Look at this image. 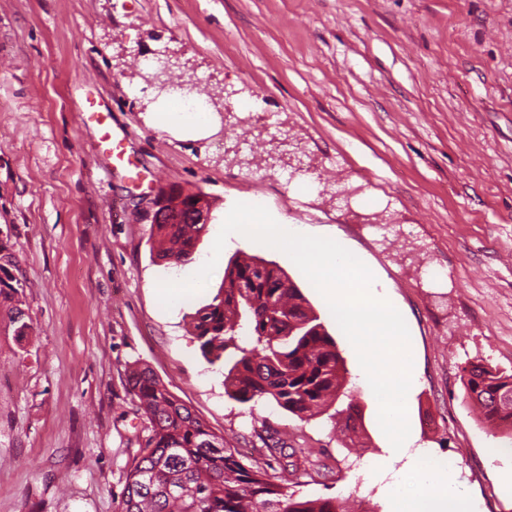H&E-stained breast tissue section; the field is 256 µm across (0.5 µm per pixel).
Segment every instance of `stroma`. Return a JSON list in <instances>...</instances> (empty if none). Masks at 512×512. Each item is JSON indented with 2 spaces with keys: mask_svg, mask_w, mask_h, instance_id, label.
<instances>
[{
  "mask_svg": "<svg viewBox=\"0 0 512 512\" xmlns=\"http://www.w3.org/2000/svg\"><path fill=\"white\" fill-rule=\"evenodd\" d=\"M176 54L173 83L222 90L213 134L178 140L149 119L142 79ZM110 109L143 182L95 149L86 99ZM203 192L190 260L156 262L159 189ZM253 198L279 222L340 240L387 288L411 337L410 431L457 468L475 512H512L496 474L512 440L467 402L462 369L512 371V0H0V227L17 243L35 332L0 313V512H117L147 434L129 392L150 367L246 460L313 455L288 487L387 512L367 462L389 446L378 403L316 288L284 253L228 238L206 285L172 310L155 287L210 258L221 216ZM281 267L336 341L359 406L358 443L224 394L190 335L236 251Z\"/></svg>",
  "mask_w": 512,
  "mask_h": 512,
  "instance_id": "1",
  "label": "stroma"
}]
</instances>
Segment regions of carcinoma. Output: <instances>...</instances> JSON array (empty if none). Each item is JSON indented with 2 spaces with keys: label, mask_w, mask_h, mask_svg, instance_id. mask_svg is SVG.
<instances>
[{
  "label": "carcinoma",
  "mask_w": 512,
  "mask_h": 512,
  "mask_svg": "<svg viewBox=\"0 0 512 512\" xmlns=\"http://www.w3.org/2000/svg\"><path fill=\"white\" fill-rule=\"evenodd\" d=\"M193 195L178 221L154 224L157 256L190 259L208 225L195 222ZM10 235L0 238V309L17 340L34 331L25 310V280ZM191 335L204 359L224 364V392L240 404L270 399L309 420L347 396L345 430L356 431L358 405L344 392L345 368L336 342L308 300L276 264L256 256L229 259L224 281L199 309ZM465 394L484 422L512 430V373L490 364L463 368ZM130 392L147 417L149 435L127 473L119 512H349L334 498H299L288 491V469L242 463L238 449L215 434L147 366L129 375Z\"/></svg>",
  "instance_id": "cac0c4a2"
}]
</instances>
